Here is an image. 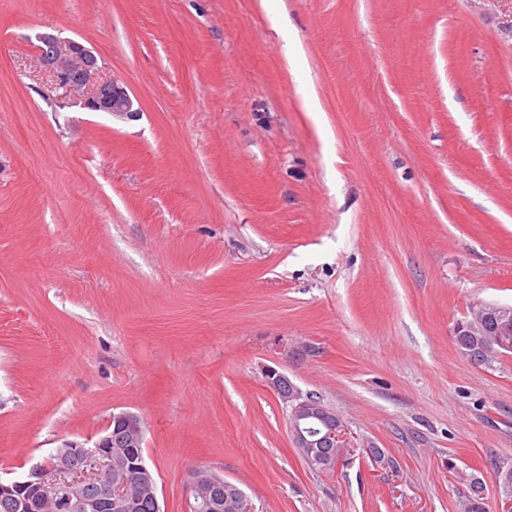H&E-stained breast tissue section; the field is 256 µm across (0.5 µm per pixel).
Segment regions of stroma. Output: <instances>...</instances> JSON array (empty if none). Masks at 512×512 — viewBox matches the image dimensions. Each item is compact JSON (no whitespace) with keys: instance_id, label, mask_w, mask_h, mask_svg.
I'll return each instance as SVG.
<instances>
[{"instance_id":"35a3bbf8","label":"stroma","mask_w":512,"mask_h":512,"mask_svg":"<svg viewBox=\"0 0 512 512\" xmlns=\"http://www.w3.org/2000/svg\"><path fill=\"white\" fill-rule=\"evenodd\" d=\"M44 33L136 116L61 99ZM480 301L512 304V0H0V477L129 411L163 512L200 465L253 512L497 505ZM268 367L346 460L300 457ZM483 492L482 483L477 478H470L469 495L460 503V512H490Z\"/></svg>"}]
</instances>
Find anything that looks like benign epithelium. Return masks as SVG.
Returning <instances> with one entry per match:
<instances>
[{"label":"benign epithelium","instance_id":"benign-epithelium-1","mask_svg":"<svg viewBox=\"0 0 512 512\" xmlns=\"http://www.w3.org/2000/svg\"><path fill=\"white\" fill-rule=\"evenodd\" d=\"M38 60L53 76L63 98L90 112H106L117 117L137 114L127 89L114 78L101 76L98 57L83 44L60 43L52 35L39 37ZM480 324L489 321L507 329L512 326V305L478 303ZM267 386L290 405V431L294 447L311 467L332 466L334 462L317 452L319 448L351 447L341 419L317 402L303 398L288 376L275 368L264 373ZM115 427L88 446L66 442L49 461L34 466L21 480H0V500L10 502L15 512H38L51 504L57 512H133L129 486L143 484L152 512H162L150 471L141 463L133 468H112V449L141 447L143 429L131 412L112 415ZM189 491L202 498L213 512L225 505L224 478L211 472L190 473Z\"/></svg>","mask_w":512,"mask_h":512}]
</instances>
